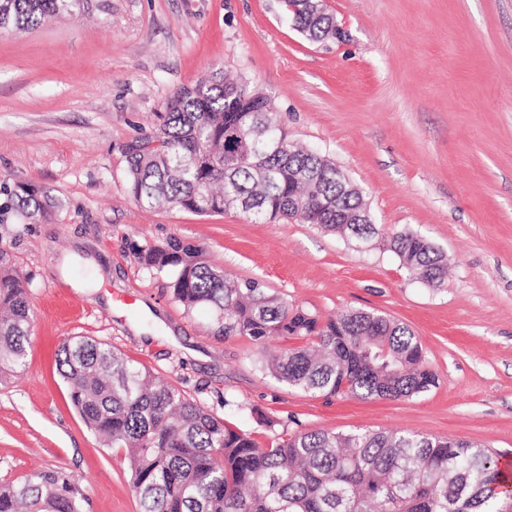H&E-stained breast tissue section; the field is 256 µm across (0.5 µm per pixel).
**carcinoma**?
<instances>
[{"label":"carcinoma","mask_w":512,"mask_h":512,"mask_svg":"<svg viewBox=\"0 0 512 512\" xmlns=\"http://www.w3.org/2000/svg\"><path fill=\"white\" fill-rule=\"evenodd\" d=\"M298 31L313 42L339 34L336 18L309 0H287ZM85 0H0V30L35 28ZM267 97L216 73L166 101L162 125L125 147L127 190L143 208L199 215L239 210L256 220L298 216L303 224L387 248L437 290L448 260L421 233L385 235L373 222L340 217L367 210L363 193L336 179V165L299 149L266 107ZM63 207L53 190L0 182V224H41ZM138 263L169 278L172 298L205 308L219 339L249 338L259 370L311 394L398 400L435 379L418 337L369 310L326 319L288 306L254 280L237 281L178 237L132 244ZM30 279L0 248V380L26 366L32 325ZM274 336L310 339L316 349L266 350ZM71 400L87 426L124 453L140 512H512V489L482 445L406 430L287 434L262 446L179 387L107 342L65 340L57 353ZM79 482L64 471L28 475L0 488V512H85Z\"/></svg>","instance_id":"carcinoma-1"}]
</instances>
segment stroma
I'll return each instance as SVG.
<instances>
[{
	"instance_id": "stroma-1",
	"label": "stroma",
	"mask_w": 512,
	"mask_h": 512,
	"mask_svg": "<svg viewBox=\"0 0 512 512\" xmlns=\"http://www.w3.org/2000/svg\"><path fill=\"white\" fill-rule=\"evenodd\" d=\"M0 32V180L53 188L50 220L0 226L31 280L24 373L0 385V485L63 470L87 512H139L120 452L86 426L56 368L67 338L112 344L267 445L283 433L408 429L479 443L512 467V0H328L336 40L300 34L280 0H88ZM268 94L294 143L358 185L384 232L411 228L448 259L433 290L392 252L311 224L140 207L124 149L169 95L215 69ZM176 236L226 274L323 317L377 310L418 337L437 384L400 400L323 396L259 371L219 340L132 243Z\"/></svg>"
}]
</instances>
